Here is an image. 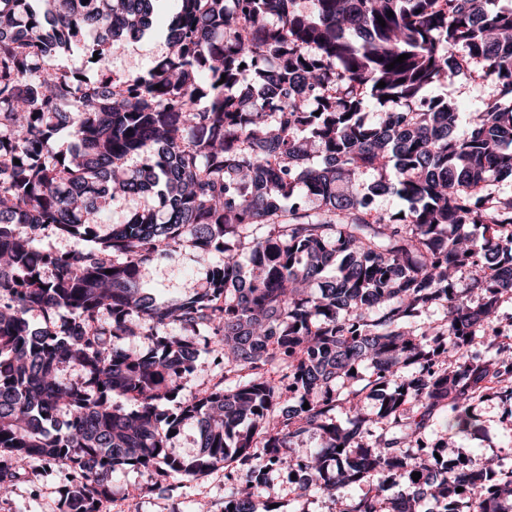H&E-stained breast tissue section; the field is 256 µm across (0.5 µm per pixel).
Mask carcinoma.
I'll return each instance as SVG.
<instances>
[{
	"label": "carcinoma",
	"mask_w": 512,
	"mask_h": 512,
	"mask_svg": "<svg viewBox=\"0 0 512 512\" xmlns=\"http://www.w3.org/2000/svg\"><path fill=\"white\" fill-rule=\"evenodd\" d=\"M154 2L0 0V495L40 461L72 476L62 512H101L127 470L219 468L224 512H273V471L300 498L368 485L338 512H512V466L426 445L439 419L465 434L475 403L512 401L493 326L512 299V7L178 0L147 73L54 65L103 69ZM475 69L493 92L464 118L432 90ZM127 198L153 205L103 229ZM47 231L92 246L40 248ZM188 247L224 259L183 298L152 294L149 269ZM203 351L224 375L175 401Z\"/></svg>",
	"instance_id": "1"
}]
</instances>
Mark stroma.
Listing matches in <instances>:
<instances>
[{"mask_svg": "<svg viewBox=\"0 0 512 512\" xmlns=\"http://www.w3.org/2000/svg\"><path fill=\"white\" fill-rule=\"evenodd\" d=\"M176 7L177 0H158L156 24L140 39L129 42L122 53L112 56L108 65L112 76L147 72L166 52V22ZM491 92V87L474 75L436 90L437 95L463 113L474 111ZM204 275L203 263L188 248L175 259L154 266L147 284L159 297L178 298L188 294ZM474 413L478 427L458 436L460 453L474 457L505 455L512 448V405L498 401L482 403ZM62 484L61 468L47 470L40 462H31L24 467L13 494L0 500V512H60ZM268 501L275 504L276 512H338L339 509L338 503L314 490L297 497L285 475L277 472L270 477ZM201 505L207 512H224L223 471L216 470L191 481L170 477L159 486L152 484L145 473L127 471L116 479L112 497L104 503L102 512H193Z\"/></svg>", "mask_w": 512, "mask_h": 512, "instance_id": "1", "label": "stroma"}]
</instances>
